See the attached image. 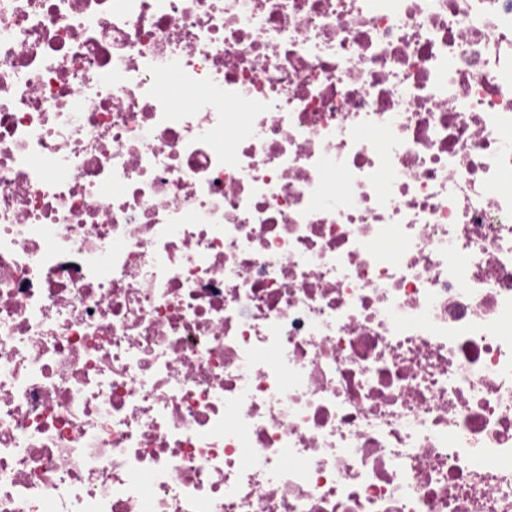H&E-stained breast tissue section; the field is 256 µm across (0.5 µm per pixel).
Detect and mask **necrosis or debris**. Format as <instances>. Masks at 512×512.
<instances>
[{
  "label": "necrosis or debris",
  "mask_w": 512,
  "mask_h": 512,
  "mask_svg": "<svg viewBox=\"0 0 512 512\" xmlns=\"http://www.w3.org/2000/svg\"><path fill=\"white\" fill-rule=\"evenodd\" d=\"M509 178L512 0H0V512H512Z\"/></svg>",
  "instance_id": "1"
}]
</instances>
